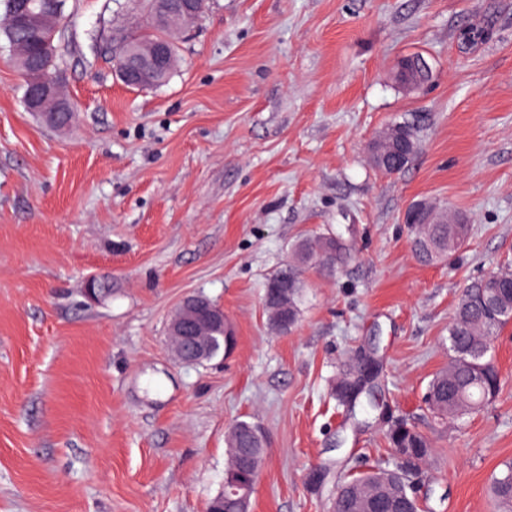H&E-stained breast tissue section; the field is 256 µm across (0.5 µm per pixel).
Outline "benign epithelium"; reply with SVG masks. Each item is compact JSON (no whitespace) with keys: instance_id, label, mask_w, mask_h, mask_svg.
<instances>
[{"instance_id":"7a95c632","label":"benign epithelium","mask_w":512,"mask_h":512,"mask_svg":"<svg viewBox=\"0 0 512 512\" xmlns=\"http://www.w3.org/2000/svg\"><path fill=\"white\" fill-rule=\"evenodd\" d=\"M206 0H154L153 21L167 28L172 34L189 29L202 15ZM66 0H57L48 7L39 0H10L9 23L6 25L14 59L28 81V109L47 121L64 129L72 123L75 108L62 89L57 75L44 66V57L53 49L56 34L64 22ZM40 32L41 50L32 54L26 47V34ZM116 71L125 82H143L166 70L174 68L175 58L169 43L158 42L130 50L125 45L113 56ZM397 126L388 127L370 142L371 161L395 167H406L415 153L407 137L398 140ZM405 223L446 224L448 214L441 213L430 203H420L409 210ZM224 311L210 308L200 296L184 299L173 311L167 342L175 358L183 363L202 362L210 359L220 348L213 333L224 323Z\"/></svg>"}]
</instances>
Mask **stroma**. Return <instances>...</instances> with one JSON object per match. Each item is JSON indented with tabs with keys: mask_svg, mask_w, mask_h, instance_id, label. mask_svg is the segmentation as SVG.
I'll return each instance as SVG.
<instances>
[{
	"mask_svg": "<svg viewBox=\"0 0 512 512\" xmlns=\"http://www.w3.org/2000/svg\"><path fill=\"white\" fill-rule=\"evenodd\" d=\"M68 10L66 131L25 110L0 47V512H207L240 420L266 441L250 512H330L338 483L391 461L401 418L432 445L435 512H492L512 326L491 344L495 400L441 422L423 397L463 291L512 268V0H208L169 80L144 90L105 50L138 0ZM414 52L431 77L409 91L394 66ZM411 114L413 159L375 170L369 143ZM420 201L470 224L433 265L409 247ZM336 233L351 257L304 273L299 321L276 329L269 279L297 242ZM93 275L112 280L97 303ZM188 294L223 308L230 353L172 357ZM363 357L374 400L349 415L332 391Z\"/></svg>",
	"mask_w": 512,
	"mask_h": 512,
	"instance_id": "stroma-1",
	"label": "stroma"
}]
</instances>
